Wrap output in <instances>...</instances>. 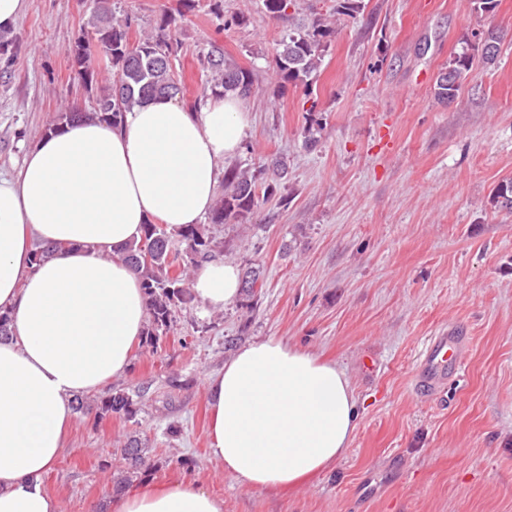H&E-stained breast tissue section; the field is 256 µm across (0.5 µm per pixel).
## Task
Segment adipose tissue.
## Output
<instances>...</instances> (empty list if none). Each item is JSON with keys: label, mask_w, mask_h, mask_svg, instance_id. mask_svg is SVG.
Wrapping results in <instances>:
<instances>
[{"label": "adipose tissue", "mask_w": 512, "mask_h": 512, "mask_svg": "<svg viewBox=\"0 0 512 512\" xmlns=\"http://www.w3.org/2000/svg\"><path fill=\"white\" fill-rule=\"evenodd\" d=\"M244 103L207 96L188 107L158 97L120 127L80 121L43 136L17 176L0 177V512H61L43 480L61 456L75 396L131 366L146 319L135 272L120 258L142 224L200 223L225 159L242 148ZM51 250L32 265L35 248ZM191 288L206 307L233 304L238 268L213 260ZM210 452L259 488L289 489L346 452L356 406L344 371L276 338L237 351L208 376ZM112 512H224L196 482L135 490Z\"/></svg>", "instance_id": "obj_1"}]
</instances>
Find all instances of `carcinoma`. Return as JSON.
Wrapping results in <instances>:
<instances>
[{"label": "carcinoma", "instance_id": "1", "mask_svg": "<svg viewBox=\"0 0 512 512\" xmlns=\"http://www.w3.org/2000/svg\"><path fill=\"white\" fill-rule=\"evenodd\" d=\"M269 16L281 20L292 0H262ZM364 8L363 0H336L332 14H315L302 24L290 25L273 58L272 80L279 87L289 84L309 89L315 74L336 38L337 22L343 17L356 18ZM177 18L164 14L157 29L130 42L131 19H117L105 6L97 7L91 28L82 32L72 49V68L80 87L92 86L97 74L91 68L95 54L101 53L111 64L108 87L100 89L96 108L92 112L66 111L59 113L47 131L56 132L82 118H96L114 127L121 124L124 114L136 104L157 95L175 96L181 88L169 59L177 56L179 42L173 37ZM501 35L486 31L483 40H466L464 46L448 59L434 82L436 99L454 100L463 82L479 59L491 63L496 59ZM207 73V86L202 96L232 94L242 100L255 92V77L224 54L214 44L202 60ZM288 175L287 166L275 161L257 167L231 165L224 170V189L209 212L210 224H244L261 205V198L273 195ZM490 205L512 213V178L501 180L489 196ZM218 247L203 224H187L169 229L150 222L143 225L139 241L128 246L121 258L135 269L141 280L148 319L143 331L142 346L152 353L162 349V343L177 321L176 313L189 306L193 299L190 271L209 258ZM137 423V401L134 395L120 389L112 392L96 407L95 420L105 417ZM128 461L129 473L141 474L151 469L148 449L135 436H128L122 448Z\"/></svg>", "mask_w": 512, "mask_h": 512}]
</instances>
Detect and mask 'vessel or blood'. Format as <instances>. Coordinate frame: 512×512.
Wrapping results in <instances>:
<instances>
[{"mask_svg":"<svg viewBox=\"0 0 512 512\" xmlns=\"http://www.w3.org/2000/svg\"><path fill=\"white\" fill-rule=\"evenodd\" d=\"M466 339L460 335L441 334L432 337L422 350L416 373L418 389L430 395L442 393L449 378L462 367Z\"/></svg>","mask_w":512,"mask_h":512,"instance_id":"b4317fda","label":"vessel or blood"}]
</instances>
